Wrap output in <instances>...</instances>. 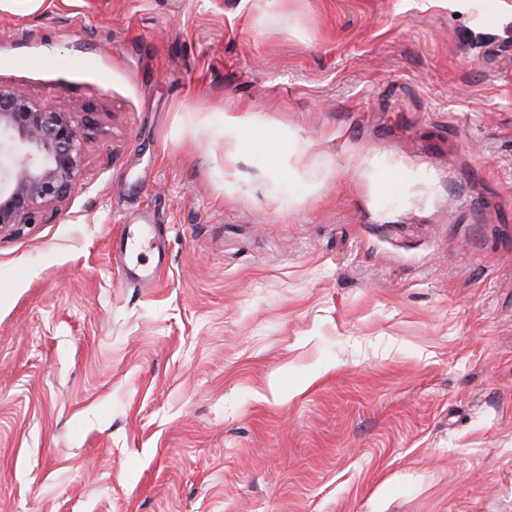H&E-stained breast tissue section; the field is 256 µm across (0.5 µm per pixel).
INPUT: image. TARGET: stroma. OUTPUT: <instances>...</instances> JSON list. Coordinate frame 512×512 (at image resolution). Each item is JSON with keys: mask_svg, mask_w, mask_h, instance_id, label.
Instances as JSON below:
<instances>
[{"mask_svg": "<svg viewBox=\"0 0 512 512\" xmlns=\"http://www.w3.org/2000/svg\"><path fill=\"white\" fill-rule=\"evenodd\" d=\"M0 84L99 113L0 237V512H512V0H0ZM112 255L122 264L128 280L141 287H153L170 263L168 248L153 224H123L112 244Z\"/></svg>", "mask_w": 512, "mask_h": 512, "instance_id": "35a3bbf8", "label": "stroma"}]
</instances>
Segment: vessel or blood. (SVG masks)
<instances>
[{"mask_svg": "<svg viewBox=\"0 0 512 512\" xmlns=\"http://www.w3.org/2000/svg\"><path fill=\"white\" fill-rule=\"evenodd\" d=\"M112 253L125 275L141 287L154 286L169 267L168 248L151 224L124 225L112 244Z\"/></svg>", "mask_w": 512, "mask_h": 512, "instance_id": "vessel-or-blood-1", "label": "vessel or blood"}]
</instances>
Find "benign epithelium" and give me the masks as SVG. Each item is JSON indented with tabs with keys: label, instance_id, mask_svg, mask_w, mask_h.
Returning <instances> with one entry per match:
<instances>
[{
	"label": "benign epithelium",
	"instance_id": "1",
	"mask_svg": "<svg viewBox=\"0 0 512 512\" xmlns=\"http://www.w3.org/2000/svg\"><path fill=\"white\" fill-rule=\"evenodd\" d=\"M93 113L82 118L0 85V235L36 224L76 188Z\"/></svg>",
	"mask_w": 512,
	"mask_h": 512
}]
</instances>
